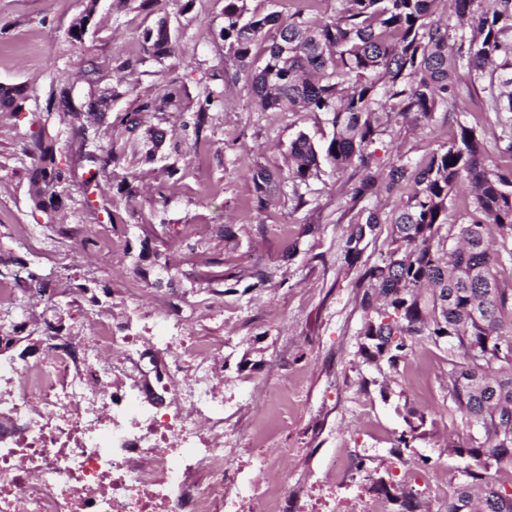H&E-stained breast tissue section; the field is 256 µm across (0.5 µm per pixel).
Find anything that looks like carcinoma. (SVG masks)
Here are the masks:
<instances>
[{"instance_id": "1", "label": "carcinoma", "mask_w": 512, "mask_h": 512, "mask_svg": "<svg viewBox=\"0 0 512 512\" xmlns=\"http://www.w3.org/2000/svg\"><path fill=\"white\" fill-rule=\"evenodd\" d=\"M283 16L261 13L247 0H224V58L235 62L259 111L322 112L332 127L324 148L304 133L288 146L289 180L309 185L321 162L358 179L346 196L341 217L350 233L344 260L362 263L367 236L390 225L386 254L365 266L361 307L365 313L358 352L369 362L397 368L413 344H445L460 361L448 373V394L462 421L482 440L451 444L448 452L483 461V468L512 465V135L488 155L474 126L459 125L455 138L423 162L398 159L378 164L372 147L399 120L418 115L431 121L452 111L464 97L483 93L482 109L507 115L512 125V0H338L336 17L319 21L316 0ZM98 0H86L70 24L68 38L83 43ZM268 41L264 55L253 47ZM146 56L160 62L180 51V36L167 18L143 36ZM98 69L85 70L88 101L76 107L70 91L51 95L43 124L26 153L33 160L31 201L47 223L65 207L72 183L89 195L112 183L110 224H128L139 195L140 169L162 162L172 180L182 144L147 116L183 111L186 93L171 88L160 98L138 100L131 112L111 122L117 135L103 144L87 124L107 117L91 112ZM29 86L0 89V113L17 116ZM78 144L77 158L61 162L59 133ZM254 202L264 210L283 193L279 178L264 168L252 172ZM462 185L473 209L461 224L448 221L450 196ZM407 192L390 211L381 197ZM10 277L24 288L50 287L34 272ZM448 512H512V494L476 470L466 472L448 500Z\"/></svg>"}]
</instances>
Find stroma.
<instances>
[{
	"label": "stroma",
	"instance_id": "35a3bbf8",
	"mask_svg": "<svg viewBox=\"0 0 512 512\" xmlns=\"http://www.w3.org/2000/svg\"><path fill=\"white\" fill-rule=\"evenodd\" d=\"M84 4L0 0V83L31 88L20 119L0 116V252L33 263L57 289L70 274L89 280L113 323L140 326L178 305L196 318L197 335L223 337L225 447L244 433L263 451L298 449L287 462L295 481L328 472L345 448L375 481L397 490L412 484L428 512H446L465 471L477 467L473 458L449 454L448 441L469 442L477 431L449 412L447 346L416 344L394 370L360 357L362 270L344 264L349 225L340 219L348 175L325 165L301 196L288 192L275 206H253V170L287 175L288 145L298 133L319 146L330 138L324 114L256 111L246 83L226 80L224 0H162L150 8L141 0H99L83 43L74 44L67 30ZM162 17L181 22L182 50L159 63L144 54L142 33ZM90 58L106 86L119 63L135 66L136 92L113 102L116 113L132 109L136 94L159 96L171 86L186 91L191 107L208 88L220 100L200 134L187 136L182 176L167 182L166 204L156 202L151 188L144 191L127 231L107 221L111 190L91 210L71 191L62 223L92 229L82 261L72 265L70 238L44 228L31 205L24 148L53 90L68 86L73 98H82L77 76ZM462 123L480 126L486 150L494 151L500 122L469 103L437 117L428 130L395 125L376 143V155L384 165L421 161ZM308 224L314 234H304ZM144 247L150 251L145 267L165 263L169 275L158 280L136 272L133 255ZM258 269L267 275L260 284L252 278ZM216 298L224 301L223 317H201L203 305ZM403 434L409 446L393 456Z\"/></svg>",
	"mask_w": 512,
	"mask_h": 512
}]
</instances>
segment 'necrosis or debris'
<instances>
[{"label":"necrosis or debris","mask_w":512,"mask_h":512,"mask_svg":"<svg viewBox=\"0 0 512 512\" xmlns=\"http://www.w3.org/2000/svg\"><path fill=\"white\" fill-rule=\"evenodd\" d=\"M73 325L46 329L36 353L0 360V512H389L388 498L333 473L290 482L272 455L224 454V341L181 320L157 336L104 326L94 297L59 298ZM172 397L161 413L146 389ZM257 466L248 496H229L230 468Z\"/></svg>","instance_id":"necrosis-or-debris-1"}]
</instances>
